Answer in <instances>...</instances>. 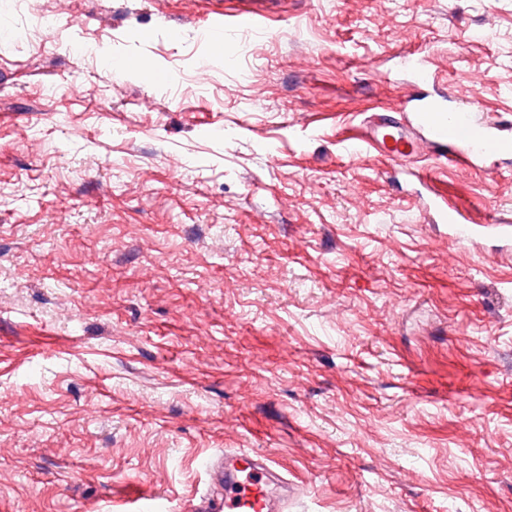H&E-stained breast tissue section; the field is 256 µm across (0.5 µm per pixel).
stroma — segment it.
Here are the masks:
<instances>
[{
    "instance_id": "35a3bbf8",
    "label": "stroma",
    "mask_w": 512,
    "mask_h": 512,
    "mask_svg": "<svg viewBox=\"0 0 512 512\" xmlns=\"http://www.w3.org/2000/svg\"><path fill=\"white\" fill-rule=\"evenodd\" d=\"M56 2L0 0V512L181 505L226 448L277 457L288 512H512V156L342 152L407 54L512 136V0H66L29 27ZM232 9L266 23L213 54L198 23ZM432 203L437 223L451 225L455 230L454 236L456 239L470 237L471 234L467 225L469 223L463 209L449 203L443 205L437 199H434Z\"/></svg>"
}]
</instances>
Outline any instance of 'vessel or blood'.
I'll return each mask as SVG.
<instances>
[{
  "label": "vessel or blood",
  "instance_id": "b4317fda",
  "mask_svg": "<svg viewBox=\"0 0 512 512\" xmlns=\"http://www.w3.org/2000/svg\"><path fill=\"white\" fill-rule=\"evenodd\" d=\"M405 105L416 119L386 113L369 117L360 134L344 139L350 154L376 151L388 159L412 157L425 147L441 148L449 165L474 162L488 154H512V137L494 133L489 123L475 119L468 108L446 98H431L416 91ZM437 223L451 225L455 238L469 237L463 209L435 204ZM206 488L189 500L185 512H285L288 477L273 456L248 448H230L208 455L203 463Z\"/></svg>",
  "mask_w": 512,
  "mask_h": 512
}]
</instances>
